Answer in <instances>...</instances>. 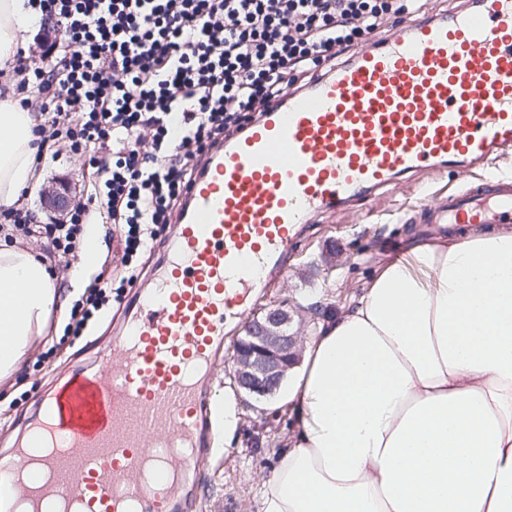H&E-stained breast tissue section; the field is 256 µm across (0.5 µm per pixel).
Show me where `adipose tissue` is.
Instances as JSON below:
<instances>
[{"instance_id":"adipose-tissue-1","label":"adipose tissue","mask_w":512,"mask_h":512,"mask_svg":"<svg viewBox=\"0 0 512 512\" xmlns=\"http://www.w3.org/2000/svg\"><path fill=\"white\" fill-rule=\"evenodd\" d=\"M39 14L0 0V60ZM34 118L0 100V205L38 179ZM63 303L46 263L0 240V381ZM279 406L297 427L256 512H512V228L408 240L320 320Z\"/></svg>"}]
</instances>
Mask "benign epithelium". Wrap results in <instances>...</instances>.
<instances>
[{"label": "benign epithelium", "mask_w": 512, "mask_h": 512, "mask_svg": "<svg viewBox=\"0 0 512 512\" xmlns=\"http://www.w3.org/2000/svg\"><path fill=\"white\" fill-rule=\"evenodd\" d=\"M293 316L281 302L247 319L244 335L234 343L229 375L245 395L264 399L276 394L280 384L301 360V337L290 331Z\"/></svg>", "instance_id": "obj_1"}]
</instances>
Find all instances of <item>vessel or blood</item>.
I'll list each match as a JSON object with an SVG mask.
<instances>
[{
    "mask_svg": "<svg viewBox=\"0 0 512 512\" xmlns=\"http://www.w3.org/2000/svg\"><path fill=\"white\" fill-rule=\"evenodd\" d=\"M512 150V0H466L275 100L206 157L151 288L94 371L46 397L0 480L29 461L24 512H181L211 425L208 383L227 322L280 273L294 230L434 167L460 172ZM427 224H511L512 177L424 201Z\"/></svg>",
    "mask_w": 512,
    "mask_h": 512,
    "instance_id": "b4317fda",
    "label": "vessel or blood"
}]
</instances>
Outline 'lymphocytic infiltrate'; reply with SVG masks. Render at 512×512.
<instances>
[{
	"label": "lymphocytic infiltrate",
	"instance_id": "1",
	"mask_svg": "<svg viewBox=\"0 0 512 512\" xmlns=\"http://www.w3.org/2000/svg\"><path fill=\"white\" fill-rule=\"evenodd\" d=\"M55 35L12 73L45 149L89 155L97 195L46 225L74 254L112 225L132 257L183 206L202 157L273 100L402 22L408 0H32Z\"/></svg>",
	"mask_w": 512,
	"mask_h": 512
}]
</instances>
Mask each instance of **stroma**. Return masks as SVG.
<instances>
[{"label":"stroma","mask_w":512,"mask_h":512,"mask_svg":"<svg viewBox=\"0 0 512 512\" xmlns=\"http://www.w3.org/2000/svg\"><path fill=\"white\" fill-rule=\"evenodd\" d=\"M60 179L75 184L76 202H85L93 184L89 158L65 151L43 160L37 184L22 200L23 205L37 210L40 224L49 221L41 211L43 194ZM458 179L451 168L408 175L374 200L358 201L353 210L306 225L295 237L287 273L268 288L258 307L284 301L296 310L319 302L327 313L340 311L358 294L378 260L400 255L410 229L419 225L422 198L444 195ZM101 253L106 260L98 270L117 284V299L79 336L64 335L66 317L51 316L46 340L32 350L22 378L0 382V449L14 447L38 414L44 396L75 368H95L96 354L89 351V344L106 347L121 323V299L132 290L131 284L121 280L118 258L122 249L117 240L105 235ZM240 409L237 442L230 447H211L197 468V484L188 493L182 512H254L258 478L276 466L293 427L283 410L262 415L245 402Z\"/></svg>","instance_id":"obj_1"}]
</instances>
